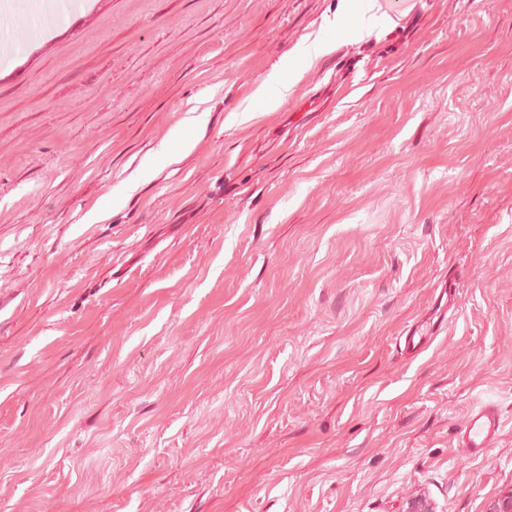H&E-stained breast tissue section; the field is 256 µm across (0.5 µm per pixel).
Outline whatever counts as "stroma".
I'll use <instances>...</instances> for the list:
<instances>
[{
    "label": "stroma",
    "mask_w": 512,
    "mask_h": 512,
    "mask_svg": "<svg viewBox=\"0 0 512 512\" xmlns=\"http://www.w3.org/2000/svg\"><path fill=\"white\" fill-rule=\"evenodd\" d=\"M338 2L92 0L0 49V512L512 490V0H379L356 43ZM334 46V41L328 37L306 40L293 59L289 58L281 62L261 83L257 95L260 96L262 104L267 108H277L284 104L302 71L312 66L319 58L332 52ZM501 427V418L492 406L475 407L468 413L457 443L461 448H468L472 456L480 457L491 447Z\"/></svg>",
    "instance_id": "stroma-1"
}]
</instances>
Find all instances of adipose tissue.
Returning a JSON list of instances; mask_svg holds the SVG:
<instances>
[{
  "instance_id": "obj_1",
  "label": "adipose tissue",
  "mask_w": 512,
  "mask_h": 512,
  "mask_svg": "<svg viewBox=\"0 0 512 512\" xmlns=\"http://www.w3.org/2000/svg\"><path fill=\"white\" fill-rule=\"evenodd\" d=\"M391 21V16L380 14L378 0H340L336 11V30L351 42L361 40L375 27ZM333 49L334 42L327 37L302 44L292 59L281 62L261 83L257 93L262 104L268 108L284 104L302 71Z\"/></svg>"
}]
</instances>
